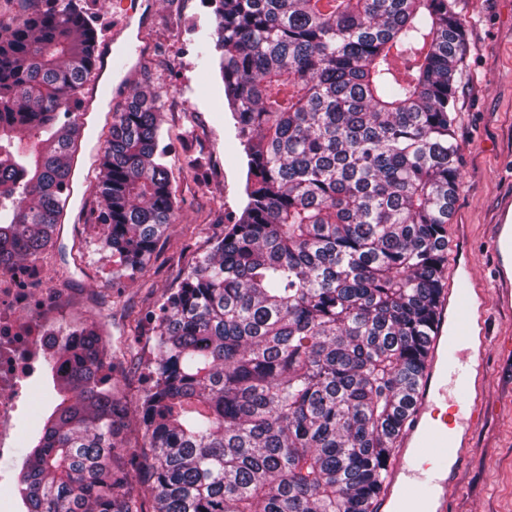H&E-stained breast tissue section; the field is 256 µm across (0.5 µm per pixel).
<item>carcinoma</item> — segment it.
Segmentation results:
<instances>
[{"label":"carcinoma","instance_id":"carcinoma-1","mask_svg":"<svg viewBox=\"0 0 512 512\" xmlns=\"http://www.w3.org/2000/svg\"><path fill=\"white\" fill-rule=\"evenodd\" d=\"M0 26V269L53 243L94 19L40 0ZM247 203L155 321L140 403L92 328L26 433L28 512H372L415 401L461 186L457 0H209ZM163 91L112 113L95 168L102 247L143 273L175 223Z\"/></svg>","mask_w":512,"mask_h":512}]
</instances>
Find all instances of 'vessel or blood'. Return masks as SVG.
Listing matches in <instances>:
<instances>
[{
	"instance_id": "obj_1",
	"label": "vessel or blood",
	"mask_w": 512,
	"mask_h": 512,
	"mask_svg": "<svg viewBox=\"0 0 512 512\" xmlns=\"http://www.w3.org/2000/svg\"><path fill=\"white\" fill-rule=\"evenodd\" d=\"M126 28V22L115 23L111 36L101 43L96 56L98 72L125 67L130 50L121 36ZM493 248L498 270L492 284L472 277L467 262L456 264L459 276L449 282L443 294L432 328L427 366L419 382L415 412L398 442V463L375 504L377 512H393L395 503L407 495L401 478V460L416 459L420 449L428 446L437 456L448 460L450 466H457L470 445L471 427L484 416L486 366L465 360L459 367L449 368L448 346L451 336L461 332L472 348H483L489 305L512 310V197L501 207ZM444 402L455 413L465 415L463 428L452 429L449 420L440 415L439 406ZM427 507V512H448L447 480L432 479Z\"/></svg>"
}]
</instances>
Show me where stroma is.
Returning <instances> with one entry per match:
<instances>
[{
  "mask_svg": "<svg viewBox=\"0 0 512 512\" xmlns=\"http://www.w3.org/2000/svg\"><path fill=\"white\" fill-rule=\"evenodd\" d=\"M469 51L468 78L457 103L462 185L451 221L466 227L462 244L473 274L495 275L492 240L503 198L512 195V0H458ZM214 15L208 0H152L146 21H133L129 42L138 49L129 88L162 87L161 134L177 189L176 222L163 237L144 272L136 278L112 275V255L100 247L102 227L90 159L108 133L116 101L94 107L82 140L86 157L73 177L74 194L62 232L42 254V288L57 289L60 332L96 326L107 343L123 341L130 351L115 362L112 385L117 398L136 408L148 387L154 316L177 287L198 253L223 236L239 217L246 196V168L224 104L215 62L199 55L209 40ZM456 240L445 274H452ZM512 312L489 309L487 405L471 431V447L448 485L449 512H512Z\"/></svg>",
  "mask_w": 512,
  "mask_h": 512,
  "instance_id": "stroma-1",
  "label": "stroma"
}]
</instances>
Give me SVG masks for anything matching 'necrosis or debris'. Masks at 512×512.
<instances>
[{"mask_svg": "<svg viewBox=\"0 0 512 512\" xmlns=\"http://www.w3.org/2000/svg\"><path fill=\"white\" fill-rule=\"evenodd\" d=\"M43 273L39 264L0 277V512H19V491L10 485L9 464L18 440L15 421L23 406L17 395L23 380L33 378L37 366L63 348H79L83 329L60 334L49 315L59 305L51 288H32Z\"/></svg>", "mask_w": 512, "mask_h": 512, "instance_id": "4bbe7bcc", "label": "necrosis or debris"}]
</instances>
